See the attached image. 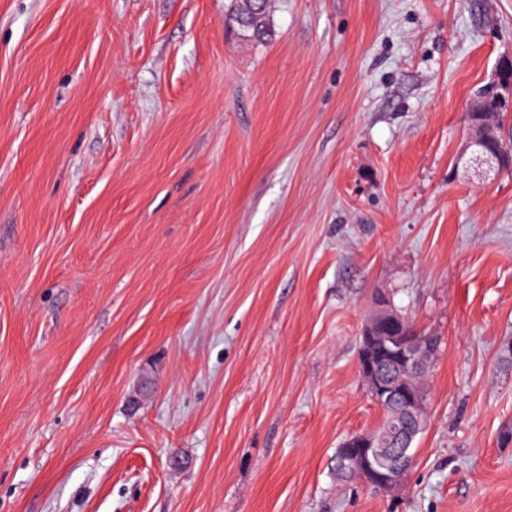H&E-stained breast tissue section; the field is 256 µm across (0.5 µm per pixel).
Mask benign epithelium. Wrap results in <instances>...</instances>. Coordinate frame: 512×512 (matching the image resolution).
I'll list each match as a JSON object with an SVG mask.
<instances>
[{
	"label": "benign epithelium",
	"instance_id": "1",
	"mask_svg": "<svg viewBox=\"0 0 512 512\" xmlns=\"http://www.w3.org/2000/svg\"><path fill=\"white\" fill-rule=\"evenodd\" d=\"M512 57H503L484 85L483 92L471 101L469 111L484 116L474 125L460 154L466 164L479 163L487 171L512 165V152L489 154L482 149L486 129L494 124L492 114L484 111V102L494 97L507 112H512ZM428 337L415 336L409 322L395 309L389 296L379 294L366 318L360 336L358 367L374 403L398 410L401 427L387 436L380 428L349 437L339 448L340 468L345 478L360 481L378 490L394 488L413 462L409 444L426 422V396L420 394L413 377L432 366Z\"/></svg>",
	"mask_w": 512,
	"mask_h": 512
}]
</instances>
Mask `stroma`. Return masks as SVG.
<instances>
[{"label": "stroma", "instance_id": "stroma-1", "mask_svg": "<svg viewBox=\"0 0 512 512\" xmlns=\"http://www.w3.org/2000/svg\"><path fill=\"white\" fill-rule=\"evenodd\" d=\"M0 0V512H512V171L458 163L512 0ZM441 340L411 469L377 292ZM270 0H238L234 20L250 37L263 41L269 36ZM404 316V315H403ZM395 309L389 296L378 294L360 336L358 367L374 403L381 409L395 407L401 427L387 436L381 425L349 437L339 448L338 472L378 490L394 488L413 462L409 444L426 422V395L413 377L429 372L433 362L424 341ZM390 364L384 369L383 363ZM400 447V448H395Z\"/></svg>", "mask_w": 512, "mask_h": 512}]
</instances>
